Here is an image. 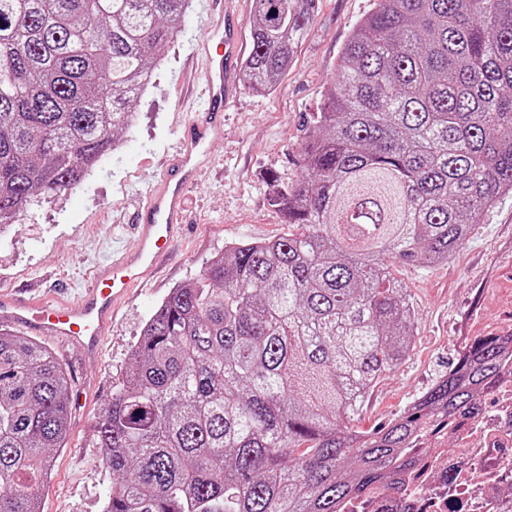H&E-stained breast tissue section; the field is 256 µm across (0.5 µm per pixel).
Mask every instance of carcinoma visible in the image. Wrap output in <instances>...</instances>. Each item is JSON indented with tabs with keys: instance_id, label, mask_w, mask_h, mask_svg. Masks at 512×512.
<instances>
[{
	"instance_id": "obj_1",
	"label": "carcinoma",
	"mask_w": 512,
	"mask_h": 512,
	"mask_svg": "<svg viewBox=\"0 0 512 512\" xmlns=\"http://www.w3.org/2000/svg\"><path fill=\"white\" fill-rule=\"evenodd\" d=\"M318 0H252L245 87L277 86ZM184 0H0V227L77 183L132 126ZM512 194V0H373L310 117L288 235L224 246L146 321L95 428L103 512H344L480 410L512 338L483 336L380 430L347 426L412 349L389 262L453 258ZM69 380L0 328V512H38Z\"/></svg>"
}]
</instances>
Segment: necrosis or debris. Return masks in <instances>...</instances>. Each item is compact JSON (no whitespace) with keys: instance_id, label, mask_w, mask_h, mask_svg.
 Masks as SVG:
<instances>
[{"instance_id":"1","label":"necrosis or debris","mask_w":512,"mask_h":512,"mask_svg":"<svg viewBox=\"0 0 512 512\" xmlns=\"http://www.w3.org/2000/svg\"><path fill=\"white\" fill-rule=\"evenodd\" d=\"M493 403L454 425V451L444 464L419 466L401 491L380 490L353 512H512V375Z\"/></svg>"}]
</instances>
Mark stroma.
Returning <instances> with one entry per match:
<instances>
[{
  "label": "stroma",
  "instance_id": "1",
  "mask_svg": "<svg viewBox=\"0 0 512 512\" xmlns=\"http://www.w3.org/2000/svg\"><path fill=\"white\" fill-rule=\"evenodd\" d=\"M373 0H319L291 68L274 90L241 89L224 113V130L210 149L214 166L188 193L184 229L157 269L121 306L98 359H85L52 337L43 342L72 383L70 427L51 455L39 492L41 512H102L112 478L95 440V426L129 365L145 322L169 292L198 277L225 244L287 235L269 203L273 182L301 174L305 129L336 77L339 52ZM205 11L184 16L149 88L138 96V120L113 153L66 190L41 193L29 217L0 235V290L41 292L65 300L79 295L97 267L131 246L137 210L148 183L177 151L173 126L180 101L191 95V63L203 42ZM417 321L414 347L366 396L351 428L388 424L448 371L462 347L512 325V195L487 211L456 256L431 268L394 264Z\"/></svg>",
  "mask_w": 512,
  "mask_h": 512
}]
</instances>
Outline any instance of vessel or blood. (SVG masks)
I'll return each instance as SVG.
<instances>
[{
  "label": "vessel or blood",
  "mask_w": 512,
  "mask_h": 512,
  "mask_svg": "<svg viewBox=\"0 0 512 512\" xmlns=\"http://www.w3.org/2000/svg\"><path fill=\"white\" fill-rule=\"evenodd\" d=\"M224 4L207 27L201 78L208 106L176 125L179 151L139 208L133 247L100 268L76 300L1 293L0 319L30 333L58 337L80 348L86 357L97 356L119 306L178 237L187 193L209 163L208 143L221 133L224 111L237 95L241 21L232 8L233 0Z\"/></svg>",
  "instance_id": "b4317fda"
}]
</instances>
